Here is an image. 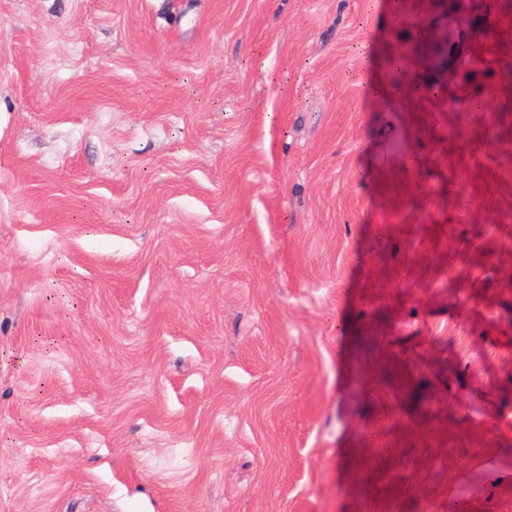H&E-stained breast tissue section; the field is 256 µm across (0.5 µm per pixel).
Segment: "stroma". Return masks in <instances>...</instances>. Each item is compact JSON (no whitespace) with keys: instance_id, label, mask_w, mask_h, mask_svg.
Returning <instances> with one entry per match:
<instances>
[{"instance_id":"35a3bbf8","label":"stroma","mask_w":512,"mask_h":512,"mask_svg":"<svg viewBox=\"0 0 512 512\" xmlns=\"http://www.w3.org/2000/svg\"><path fill=\"white\" fill-rule=\"evenodd\" d=\"M503 2L0 0V512H512Z\"/></svg>"}]
</instances>
